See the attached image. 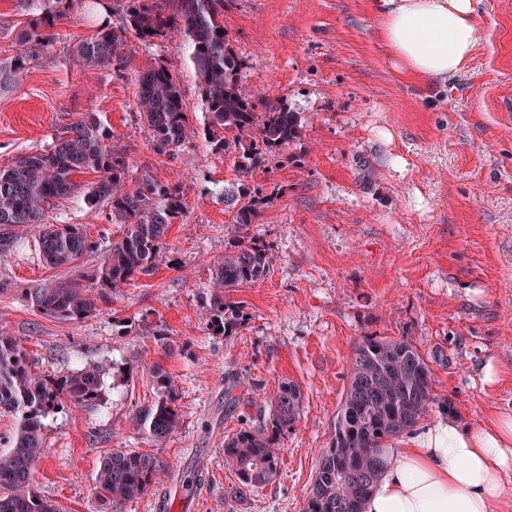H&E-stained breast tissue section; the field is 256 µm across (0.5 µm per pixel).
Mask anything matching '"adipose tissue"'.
Returning a JSON list of instances; mask_svg holds the SVG:
<instances>
[{
	"instance_id": "adipose-tissue-1",
	"label": "adipose tissue",
	"mask_w": 512,
	"mask_h": 512,
	"mask_svg": "<svg viewBox=\"0 0 512 512\" xmlns=\"http://www.w3.org/2000/svg\"><path fill=\"white\" fill-rule=\"evenodd\" d=\"M481 0H371L379 38L401 75L444 81L475 48ZM386 466L362 512H512V409L492 422L440 418L407 446L385 449Z\"/></svg>"
}]
</instances>
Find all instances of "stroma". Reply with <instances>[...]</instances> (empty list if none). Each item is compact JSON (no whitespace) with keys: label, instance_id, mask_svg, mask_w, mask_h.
<instances>
[{"label":"stroma","instance_id":"stroma-1","mask_svg":"<svg viewBox=\"0 0 512 512\" xmlns=\"http://www.w3.org/2000/svg\"><path fill=\"white\" fill-rule=\"evenodd\" d=\"M45 5L0 0V62ZM224 28L245 61L248 93L283 100L303 125L278 168L252 175L273 194L250 229L271 260L263 279L230 293L244 320L228 336L209 320V284L234 242L221 192L237 178V155L200 138L176 156L157 153L137 108L141 72L161 64L181 84L190 124L204 122L187 36L131 38L114 65L86 69L70 49L96 26L71 0L21 86L0 95V167L93 113L126 153L130 179L148 174L184 191V215L153 270L86 319L46 318L24 299L62 275L30 234L0 254V333L21 338L44 374L94 365L104 376L96 409L63 406L42 420L34 485L63 512H101L95 477L115 448L164 460L180 492L171 512H303L367 336L414 342L461 423L512 405V0H481L473 58L444 83L395 71L369 0H228ZM46 221L81 225L99 243L88 268L121 235L79 195ZM492 358L503 374L489 389L481 370ZM154 363L178 386L180 418L158 449L133 422L156 399ZM285 382L303 407L280 439L279 473L236 501L224 441L268 421Z\"/></svg>","mask_w":512,"mask_h":512}]
</instances>
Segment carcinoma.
Wrapping results in <instances>:
<instances>
[{
    "instance_id": "obj_1",
    "label": "carcinoma",
    "mask_w": 512,
    "mask_h": 512,
    "mask_svg": "<svg viewBox=\"0 0 512 512\" xmlns=\"http://www.w3.org/2000/svg\"><path fill=\"white\" fill-rule=\"evenodd\" d=\"M225 5L226 0H125L120 25L101 24L73 44L71 55L88 69L98 68L120 56L129 35L152 42L180 30L189 37V58L205 105L202 130L191 128L180 82L160 64L141 74L137 105L159 154H176L197 134L213 151L238 155V178L224 186V207L233 213L237 243L214 265L210 284L212 324L230 333L242 317L222 318L224 298L265 277L269 269V245L249 230L271 203V195L248 179L257 169L278 165L284 149L300 141L302 124L283 101L259 104L244 89V62L224 29ZM67 7L64 0H48L44 11L25 22L15 37L16 53L0 65V87L19 84L33 60L32 48L48 41ZM111 140L97 118H85L62 128L47 147L0 167V252L11 251L19 232L32 229L46 265L69 273L30 289L26 296L47 318L82 320L107 301L104 288H121L150 272L170 225L184 214L181 186L151 175L129 182L126 154L113 148ZM87 172L98 179L75 181ZM78 193L95 210L108 207V219L123 225L119 240L93 270L84 268L83 259L99 246L81 225L44 223L53 202ZM151 373L157 401L136 415L135 423L160 447L179 426L177 387L161 366H153ZM102 390L99 369L86 366L60 377L42 374L35 371L20 339L0 334V412L18 417L13 435L0 442V512H60L33 485L34 465L45 452L41 418L65 402L92 408L102 400ZM301 406L299 388L283 383L268 425L243 428L224 441V466L236 479L231 497L243 500L276 477L279 437L295 423ZM436 408L447 414L454 410L451 400L434 392L431 369L416 344L405 338L361 339L336 416L335 443L320 458L304 512H360L386 465L383 449ZM165 468L152 453L112 449L95 477L102 512H123L126 503L149 491Z\"/></svg>"
}]
</instances>
